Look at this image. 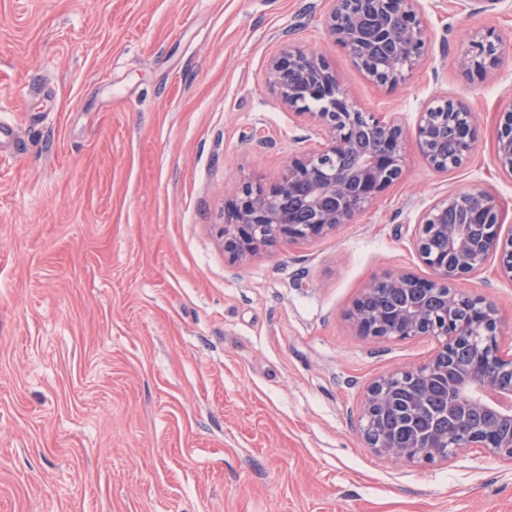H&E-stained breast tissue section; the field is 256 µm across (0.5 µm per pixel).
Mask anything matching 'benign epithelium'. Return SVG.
Masks as SVG:
<instances>
[{
	"instance_id": "obj_1",
	"label": "benign epithelium",
	"mask_w": 512,
	"mask_h": 512,
	"mask_svg": "<svg viewBox=\"0 0 512 512\" xmlns=\"http://www.w3.org/2000/svg\"><path fill=\"white\" fill-rule=\"evenodd\" d=\"M381 16H398L403 31L397 36L381 24L371 36L362 34L359 16L366 3ZM327 31L353 62L382 85L398 83L413 70L427 52V35L419 0H333ZM392 42L395 61L388 75L379 80L370 60L372 45ZM501 43L486 37L471 40L464 64L477 71L497 65ZM268 79L288 110L305 118L320 131L324 143L316 150L294 155L280 179L269 185L244 182L224 210V223L216 225L224 253L233 263L242 262L262 247L300 243L320 238L348 224L370 206L402 173L405 161L402 128L372 113L359 111L342 88L336 71L322 53L287 49L273 57ZM319 104L312 111L309 104ZM443 115L457 136L456 163L469 155L474 141L473 114L451 99L441 102ZM432 108L420 113L416 144L425 160L436 170H446L436 145ZM365 122L382 140L381 149L360 158L352 169L338 172L326 160L352 153L357 144L354 127ZM496 154L500 167L512 172V105L500 115ZM501 206L483 189L447 194L421 214L413 246L430 268L432 277L410 273L391 274L389 284L408 294L422 296L391 316L382 309L368 310L376 283L364 289L347 317L359 335L374 339H407L432 336L438 341L433 355L424 363L391 371L366 387L360 414V432L367 447L399 464H433L446 461L470 448L512 464V354L501 349L505 324L494 306L482 296L456 288L458 281L475 275L496 255L502 276L512 280V236L501 238ZM440 238L445 249L431 247ZM442 301L439 316L427 318V303ZM456 347L468 348L473 361L461 376L450 379L438 366L439 359ZM421 380L426 387L414 393L409 403L411 441L396 444L379 419L392 401L393 384ZM447 389L448 430L426 426L422 420L436 417L428 387ZM487 413L490 419L472 423L470 413Z\"/></svg>"
}]
</instances>
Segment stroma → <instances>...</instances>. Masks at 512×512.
<instances>
[{
    "instance_id": "stroma-1",
    "label": "stroma",
    "mask_w": 512,
    "mask_h": 512,
    "mask_svg": "<svg viewBox=\"0 0 512 512\" xmlns=\"http://www.w3.org/2000/svg\"><path fill=\"white\" fill-rule=\"evenodd\" d=\"M330 0H0V512H512V465L462 452L399 465L367 448L369 382L433 337L376 341L363 289L431 270L412 240L439 197L488 190L512 104V0H421L431 52L395 86L328 37ZM502 42L466 70L472 34ZM322 52L355 106L404 130L398 182L351 223L230 265L215 227L245 180L317 149L266 79L282 48ZM475 116L460 167L415 143L427 104ZM459 289L512 323L489 259Z\"/></svg>"
}]
</instances>
